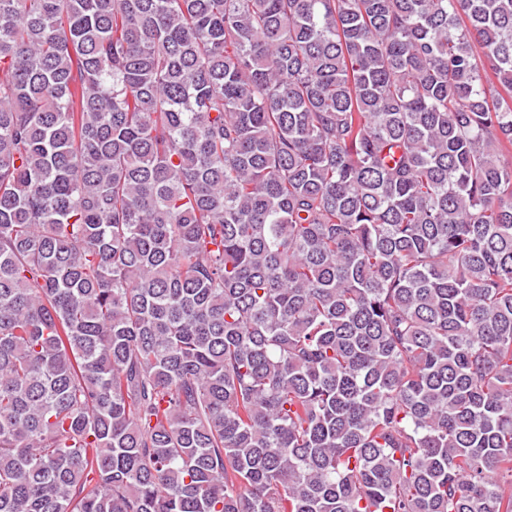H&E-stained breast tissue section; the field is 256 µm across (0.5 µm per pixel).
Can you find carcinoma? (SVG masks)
Instances as JSON below:
<instances>
[{"instance_id": "1", "label": "carcinoma", "mask_w": 512, "mask_h": 512, "mask_svg": "<svg viewBox=\"0 0 512 512\" xmlns=\"http://www.w3.org/2000/svg\"><path fill=\"white\" fill-rule=\"evenodd\" d=\"M0 512H512V0H0Z\"/></svg>"}]
</instances>
